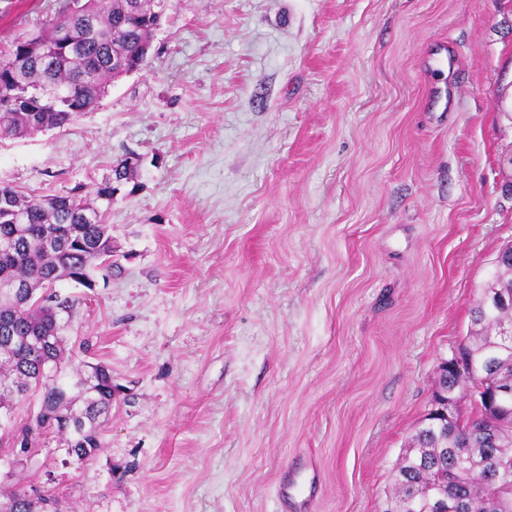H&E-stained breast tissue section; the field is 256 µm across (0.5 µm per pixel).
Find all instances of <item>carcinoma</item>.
<instances>
[{"instance_id": "1", "label": "carcinoma", "mask_w": 512, "mask_h": 512, "mask_svg": "<svg viewBox=\"0 0 512 512\" xmlns=\"http://www.w3.org/2000/svg\"><path fill=\"white\" fill-rule=\"evenodd\" d=\"M69 0L34 31L0 45V138H19L62 129L94 110L108 86L130 68L147 65L141 47L163 23L165 0ZM129 157L112 166V175L96 186L94 198L79 193L28 195L0 185V212L19 216L0 220V409L29 391L39 394V410L21 430L26 448L56 428L70 457L82 461L101 447L100 417L112 409V371L103 364L67 376L65 339L75 299L36 291L61 278L92 287L94 274L112 272V226L106 215L119 187L133 176ZM486 283L512 291V263L495 265ZM20 284L15 293L5 285ZM512 323V304L490 305L480 296L467 341L461 350L473 373L448 376L455 402L467 400L469 428L420 425L396 465L394 491L384 512H456L448 496L453 475L461 512H512V416L496 426V440L484 435L483 412L474 404L477 384L509 390L512 412V342L499 336ZM8 512H58L53 494L42 505L30 503L18 487L0 491ZM448 510H443V501Z\"/></svg>"}]
</instances>
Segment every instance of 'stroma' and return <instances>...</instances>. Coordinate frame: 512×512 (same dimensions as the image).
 <instances>
[{
	"mask_svg": "<svg viewBox=\"0 0 512 512\" xmlns=\"http://www.w3.org/2000/svg\"><path fill=\"white\" fill-rule=\"evenodd\" d=\"M65 2L0 0V42ZM129 153L111 276L55 284L67 351L112 372L102 446L2 441L0 490L383 512L512 242V0H167L143 70L66 128L0 139V185L89 195Z\"/></svg>",
	"mask_w": 512,
	"mask_h": 512,
	"instance_id": "stroma-1",
	"label": "stroma"
}]
</instances>
